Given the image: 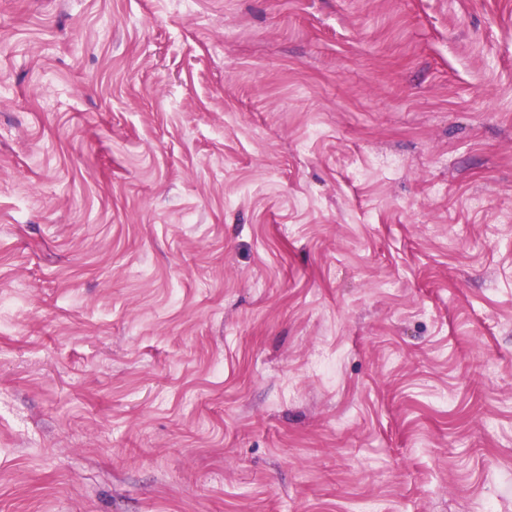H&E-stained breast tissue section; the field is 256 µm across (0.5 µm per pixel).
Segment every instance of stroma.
Returning <instances> with one entry per match:
<instances>
[{
	"mask_svg": "<svg viewBox=\"0 0 512 512\" xmlns=\"http://www.w3.org/2000/svg\"><path fill=\"white\" fill-rule=\"evenodd\" d=\"M0 512H512V0H0Z\"/></svg>",
	"mask_w": 512,
	"mask_h": 512,
	"instance_id": "obj_1",
	"label": "stroma"
}]
</instances>
